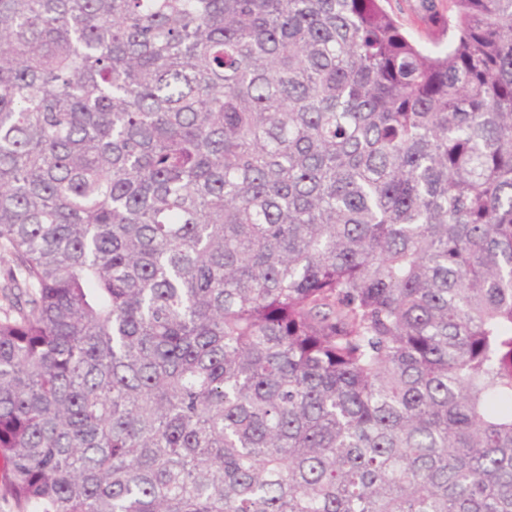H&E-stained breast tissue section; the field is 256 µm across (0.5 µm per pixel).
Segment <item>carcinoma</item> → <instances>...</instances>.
<instances>
[{
  "label": "carcinoma",
  "mask_w": 512,
  "mask_h": 512,
  "mask_svg": "<svg viewBox=\"0 0 512 512\" xmlns=\"http://www.w3.org/2000/svg\"><path fill=\"white\" fill-rule=\"evenodd\" d=\"M0 0L22 512H512V0ZM425 0H388L384 7L401 25L410 38L421 46L444 47L451 37L449 30L444 36L440 34L442 25L437 20L439 16L448 20V0H433L426 7Z\"/></svg>",
  "instance_id": "obj_1"
}]
</instances>
